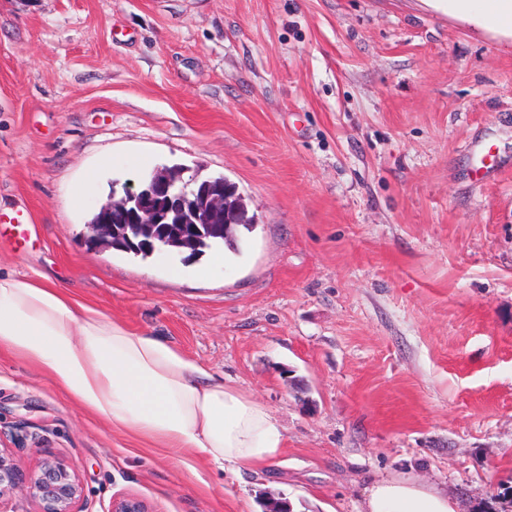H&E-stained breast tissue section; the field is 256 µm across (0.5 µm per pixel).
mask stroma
I'll list each match as a JSON object with an SVG mask.
<instances>
[{
  "instance_id": "obj_1",
  "label": "stroma",
  "mask_w": 512,
  "mask_h": 512,
  "mask_svg": "<svg viewBox=\"0 0 512 512\" xmlns=\"http://www.w3.org/2000/svg\"><path fill=\"white\" fill-rule=\"evenodd\" d=\"M137 157L236 185L255 225L223 267L87 243ZM4 215L29 232L0 226L1 269L161 337L284 429L277 463L222 473L0 351V438L24 470L66 461L88 512H360L397 476L512 512L511 36L425 0H0Z\"/></svg>"
}]
</instances>
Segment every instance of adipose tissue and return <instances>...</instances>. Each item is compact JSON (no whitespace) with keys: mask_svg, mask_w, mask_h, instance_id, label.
Wrapping results in <instances>:
<instances>
[{"mask_svg":"<svg viewBox=\"0 0 512 512\" xmlns=\"http://www.w3.org/2000/svg\"><path fill=\"white\" fill-rule=\"evenodd\" d=\"M481 27L512 33V0H432ZM48 377L113 426L205 459L222 472L277 461L283 428L263 403L158 337L130 331L50 276L0 273V351ZM448 493L412 477L376 481L361 512H458Z\"/></svg>","mask_w":512,"mask_h":512,"instance_id":"adipose-tissue-1","label":"adipose tissue"}]
</instances>
